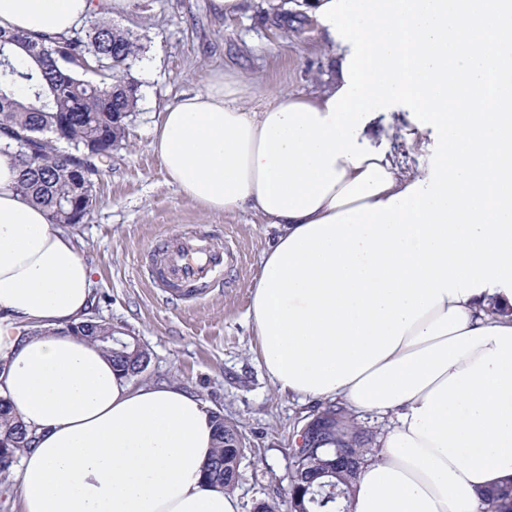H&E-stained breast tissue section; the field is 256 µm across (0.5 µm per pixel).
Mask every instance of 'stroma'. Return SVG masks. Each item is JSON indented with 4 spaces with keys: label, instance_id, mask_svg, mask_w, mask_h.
Segmentation results:
<instances>
[{
    "label": "stroma",
    "instance_id": "1",
    "mask_svg": "<svg viewBox=\"0 0 512 512\" xmlns=\"http://www.w3.org/2000/svg\"><path fill=\"white\" fill-rule=\"evenodd\" d=\"M283 2L245 0L238 13L223 16L210 0H138L133 13L113 15L145 47L132 65L142 98L124 141L94 178L90 216L67 229L95 270L90 318L133 332L149 352L140 382L180 383L240 425L246 454L235 490L239 512L264 498L289 512L291 448L313 408L277 391L257 359L250 287L275 231L250 212L204 213L168 183L149 144L163 109L204 89L217 70L250 82L254 106L273 87L312 94L328 85L334 74L318 23L305 16L275 24ZM179 230L220 236L238 257L222 284L195 303L167 298L144 270L153 241Z\"/></svg>",
    "mask_w": 512,
    "mask_h": 512
}]
</instances>
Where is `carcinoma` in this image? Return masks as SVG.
Returning a JSON list of instances; mask_svg holds the SVG:
<instances>
[{"mask_svg":"<svg viewBox=\"0 0 512 512\" xmlns=\"http://www.w3.org/2000/svg\"><path fill=\"white\" fill-rule=\"evenodd\" d=\"M142 49L140 38L101 11L48 46L0 32V132L12 139L4 147L19 169L17 191L45 207L49 223L82 224L90 215L93 177L125 139L127 119L141 99L131 65ZM90 72L99 80L86 79ZM74 332L108 352L124 374L134 378L145 371L148 350L130 333L94 319ZM212 417L216 443L204 478L231 493L240 470L228 461L230 445L241 430L219 411ZM313 418L323 444L293 457L289 491L301 495L307 512H326L330 504L345 512L376 434L358 426L338 402L317 406L306 420ZM30 444L27 430L0 397V453L16 459ZM488 502L489 512H512V483L489 492Z\"/></svg>","mask_w":512,"mask_h":512,"instance_id":"cac0c4a2","label":"carcinoma"}]
</instances>
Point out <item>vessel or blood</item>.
Returning a JSON list of instances; mask_svg holds the SVG:
<instances>
[{"mask_svg": "<svg viewBox=\"0 0 512 512\" xmlns=\"http://www.w3.org/2000/svg\"><path fill=\"white\" fill-rule=\"evenodd\" d=\"M234 259L233 252L218 238L167 234L149 249L147 271L154 287L191 302L202 299L216 276Z\"/></svg>", "mask_w": 512, "mask_h": 512, "instance_id": "b4317fda", "label": "vessel or blood"}]
</instances>
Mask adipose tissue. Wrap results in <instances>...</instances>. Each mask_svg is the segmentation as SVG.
Returning <instances> with one entry per match:
<instances>
[{"label": "adipose tissue", "instance_id": "1", "mask_svg": "<svg viewBox=\"0 0 512 512\" xmlns=\"http://www.w3.org/2000/svg\"><path fill=\"white\" fill-rule=\"evenodd\" d=\"M98 0H0L41 41ZM334 49L314 96L243 102L223 71L167 106L150 146L209 214L275 228L248 315L272 384L386 420L349 512H487L512 478V0H296ZM437 139L404 173L394 115ZM385 133L373 141L377 119ZM0 153V395L32 438L20 512H238L203 478L210 412L138 384L74 335L94 271Z\"/></svg>", "mask_w": 512, "mask_h": 512}]
</instances>
